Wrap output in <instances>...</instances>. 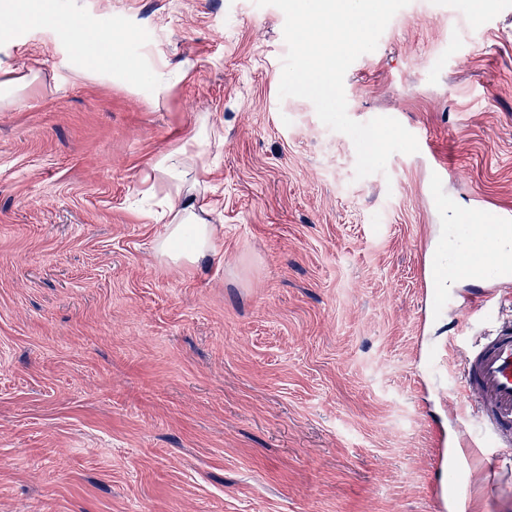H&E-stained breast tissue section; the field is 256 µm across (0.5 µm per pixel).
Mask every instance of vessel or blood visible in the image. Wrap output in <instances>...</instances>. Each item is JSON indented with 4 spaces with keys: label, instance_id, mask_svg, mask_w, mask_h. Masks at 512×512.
Segmentation results:
<instances>
[{
    "label": "vessel or blood",
    "instance_id": "vessel-or-blood-1",
    "mask_svg": "<svg viewBox=\"0 0 512 512\" xmlns=\"http://www.w3.org/2000/svg\"><path fill=\"white\" fill-rule=\"evenodd\" d=\"M451 236L461 249L455 260L439 258L441 278L464 277L480 282L477 302L486 312L498 304L491 284L512 279V257H504L502 243L512 239V221L498 224L455 225ZM463 393L478 409L485 443L507 452L512 450V322L497 325L468 350L461 382Z\"/></svg>",
    "mask_w": 512,
    "mask_h": 512
}]
</instances>
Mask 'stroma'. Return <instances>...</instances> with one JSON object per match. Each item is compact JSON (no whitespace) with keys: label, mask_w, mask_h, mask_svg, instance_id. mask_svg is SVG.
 Masks as SVG:
<instances>
[{"label":"stroma","mask_w":512,"mask_h":512,"mask_svg":"<svg viewBox=\"0 0 512 512\" xmlns=\"http://www.w3.org/2000/svg\"><path fill=\"white\" fill-rule=\"evenodd\" d=\"M462 2L411 0L347 70L353 120L429 138L359 180L278 96L277 7L0 0V512H440L451 476L512 512L440 446L475 410L454 388L484 324L452 312L475 288L424 296L449 225L512 216V0ZM203 114L224 233L191 269L154 257L143 175Z\"/></svg>","instance_id":"stroma-1"}]
</instances>
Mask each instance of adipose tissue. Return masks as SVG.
<instances>
[{
	"label": "adipose tissue",
	"instance_id": "1",
	"mask_svg": "<svg viewBox=\"0 0 512 512\" xmlns=\"http://www.w3.org/2000/svg\"><path fill=\"white\" fill-rule=\"evenodd\" d=\"M208 145L204 131H197L161 152L149 168V178L166 180L168 187L156 214L165 226L153 243V254L160 262L196 268L215 255L214 243L222 228L211 219L213 206H199L196 200Z\"/></svg>",
	"mask_w": 512,
	"mask_h": 512
}]
</instances>
